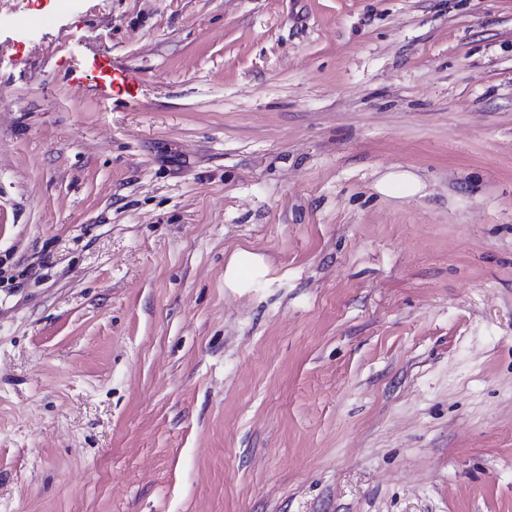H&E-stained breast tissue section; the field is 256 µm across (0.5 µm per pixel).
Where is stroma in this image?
Returning <instances> with one entry per match:
<instances>
[{
  "label": "stroma",
  "instance_id": "1",
  "mask_svg": "<svg viewBox=\"0 0 512 512\" xmlns=\"http://www.w3.org/2000/svg\"><path fill=\"white\" fill-rule=\"evenodd\" d=\"M0 512H512V0H0ZM251 266L261 269L260 258L246 251L237 252L224 271V283L230 288H235L241 281L244 271L249 270Z\"/></svg>",
  "mask_w": 512,
  "mask_h": 512
}]
</instances>
